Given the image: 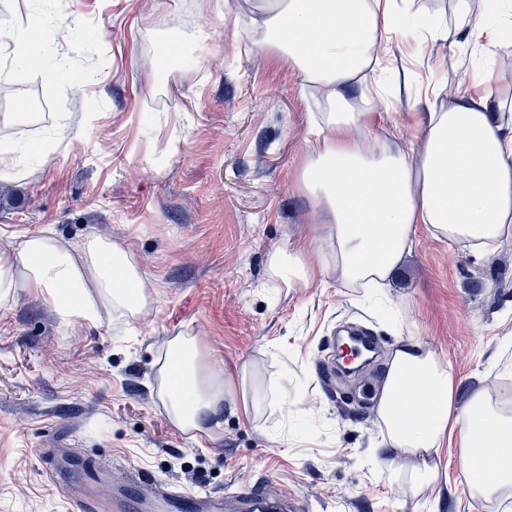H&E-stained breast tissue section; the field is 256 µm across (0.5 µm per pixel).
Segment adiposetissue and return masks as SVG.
I'll return each mask as SVG.
<instances>
[{
    "instance_id": "adipose-tissue-1",
    "label": "adipose tissue",
    "mask_w": 512,
    "mask_h": 512,
    "mask_svg": "<svg viewBox=\"0 0 512 512\" xmlns=\"http://www.w3.org/2000/svg\"><path fill=\"white\" fill-rule=\"evenodd\" d=\"M454 0L465 50L488 59L512 44V0ZM414 0H269L257 51L288 58L307 82L325 93L315 123L316 145L306 155L300 182L315 206L333 218L328 253L345 285L381 284L401 263L416 225L477 255L512 236V129L494 125L490 112L465 104L429 113L419 153L369 139L387 111L383 95L362 91L353 105L352 82L366 78L382 37L410 41L438 37L441 27H404L402 9ZM41 20L28 15L0 23V59L30 54ZM320 28L311 42L307 32ZM45 297L63 323H97L102 311L133 316L149 301L132 255L118 243L89 236L64 247L51 233L19 236L0 247V306L16 289ZM157 393L169 421L181 432H200L225 398L226 386L201 362L195 337L175 336L155 361ZM453 371L416 341L394 350L380 390L382 444L413 454L460 450L472 498L491 502L512 495V406L475 394L457 410ZM492 461L494 481L479 480Z\"/></svg>"
}]
</instances>
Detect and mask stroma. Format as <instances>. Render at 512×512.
Returning a JSON list of instances; mask_svg holds the SVG:
<instances>
[{"mask_svg":"<svg viewBox=\"0 0 512 512\" xmlns=\"http://www.w3.org/2000/svg\"><path fill=\"white\" fill-rule=\"evenodd\" d=\"M69 10L83 22L59 53V0H0V13L42 20L32 55L0 68V83L34 89L40 105L31 124L0 132L21 162L19 178L0 183V245L44 230L65 245L111 238L153 300L95 326L62 324L26 288L0 309V512H74L47 456L103 512L136 481L226 496L260 477L305 512H512V498H470L452 445L437 478L411 493L403 478L420 456L381 447L375 406L345 414L348 394L382 386L405 340L450 363L458 409L478 391L512 392V237L478 259L421 227L374 294L344 286L327 251L332 218L297 186L324 97L286 60L249 49L261 0H69ZM174 17L206 23L208 45L170 41ZM386 46L389 113L373 139L414 148L413 116L482 104V62L456 31ZM93 73L102 84L87 85ZM298 249L312 277L273 279L270 255ZM346 325L377 336L380 355L331 393L320 368ZM174 336L196 337L231 380L216 427L195 439L157 396L155 360ZM245 364L265 397L255 416L234 380Z\"/></svg>","mask_w":512,"mask_h":512,"instance_id":"stroma-1","label":"stroma"}]
</instances>
